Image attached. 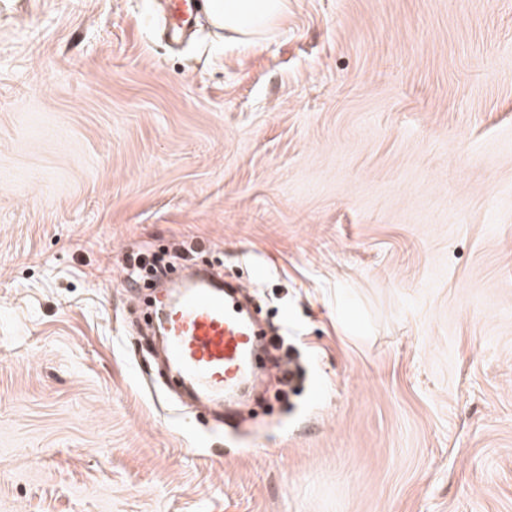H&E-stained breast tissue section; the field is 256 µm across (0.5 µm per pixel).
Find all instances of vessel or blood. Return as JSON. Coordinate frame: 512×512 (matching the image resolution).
I'll use <instances>...</instances> for the list:
<instances>
[{"mask_svg":"<svg viewBox=\"0 0 512 512\" xmlns=\"http://www.w3.org/2000/svg\"><path fill=\"white\" fill-rule=\"evenodd\" d=\"M201 0H170L171 32L190 26ZM158 323L171 363L174 387L223 402L255 372L250 358L254 333L234 291L223 282H199L159 302Z\"/></svg>","mask_w":512,"mask_h":512,"instance_id":"obj_1","label":"vessel or blood"}]
</instances>
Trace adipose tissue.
<instances>
[{
	"instance_id": "ef3b65f1",
	"label": "adipose tissue",
	"mask_w": 512,
	"mask_h": 512,
	"mask_svg": "<svg viewBox=\"0 0 512 512\" xmlns=\"http://www.w3.org/2000/svg\"><path fill=\"white\" fill-rule=\"evenodd\" d=\"M289 0H208L212 25L230 39L248 43L265 34L288 11Z\"/></svg>"
}]
</instances>
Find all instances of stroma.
Masks as SVG:
<instances>
[{
    "mask_svg": "<svg viewBox=\"0 0 512 512\" xmlns=\"http://www.w3.org/2000/svg\"><path fill=\"white\" fill-rule=\"evenodd\" d=\"M0 0V512H512V0ZM258 283L241 428L140 359L129 250ZM201 0H171L168 5L167 23L170 33L189 27L200 7ZM289 0H208L207 14L213 26L230 39L249 43L274 27L288 13ZM148 261L141 265L138 274L141 292L131 304L141 333L158 341L156 350L149 353L150 361L163 366L160 351L157 320L154 314V297L159 288H177L196 271L207 272L223 277L224 281L242 285V299L249 309L256 330L255 358L261 362H273L278 368L274 377L259 374L243 395L236 400V409L242 424L251 426L257 419L272 415L275 409L285 411L292 404V398L303 381V369L294 352H289L283 343L276 340V327L265 313V299L259 287L247 282L242 276L225 279L222 262H188L184 257L190 250L187 246L166 242L150 251ZM154 334V335H153Z\"/></svg>",
    "mask_w": 512,
    "mask_h": 512,
    "instance_id": "35a3bbf8",
    "label": "stroma"
}]
</instances>
